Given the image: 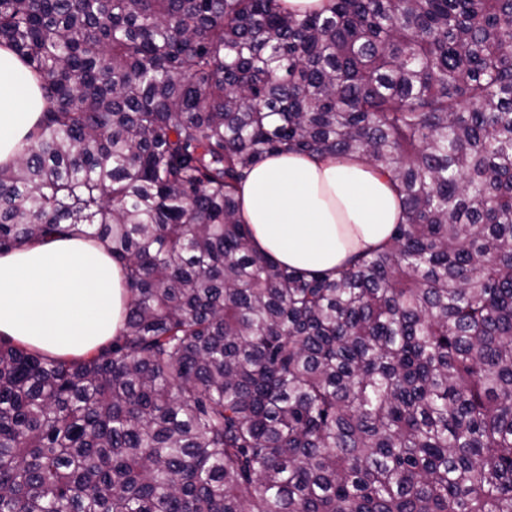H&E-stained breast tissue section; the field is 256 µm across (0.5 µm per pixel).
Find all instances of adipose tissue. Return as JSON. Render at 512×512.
I'll use <instances>...</instances> for the list:
<instances>
[{
    "mask_svg": "<svg viewBox=\"0 0 512 512\" xmlns=\"http://www.w3.org/2000/svg\"><path fill=\"white\" fill-rule=\"evenodd\" d=\"M37 77L0 48V164L38 120ZM250 244L281 266L335 273L388 244L402 219L384 175L352 159L299 154L260 162L240 189ZM123 271L102 243L55 237L0 253V335L58 356H77L115 335L125 314Z\"/></svg>",
    "mask_w": 512,
    "mask_h": 512,
    "instance_id": "obj_1",
    "label": "adipose tissue"
}]
</instances>
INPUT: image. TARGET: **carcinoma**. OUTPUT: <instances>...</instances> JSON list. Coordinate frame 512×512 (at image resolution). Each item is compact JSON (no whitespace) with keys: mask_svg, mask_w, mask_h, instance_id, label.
Returning a JSON list of instances; mask_svg holds the SVG:
<instances>
[{"mask_svg":"<svg viewBox=\"0 0 512 512\" xmlns=\"http://www.w3.org/2000/svg\"><path fill=\"white\" fill-rule=\"evenodd\" d=\"M45 102L0 253L125 271L111 343L0 340V512H512V0H0ZM353 155L392 242L328 278L251 249L269 155Z\"/></svg>","mask_w":512,"mask_h":512,"instance_id":"1","label":"carcinoma"}]
</instances>
